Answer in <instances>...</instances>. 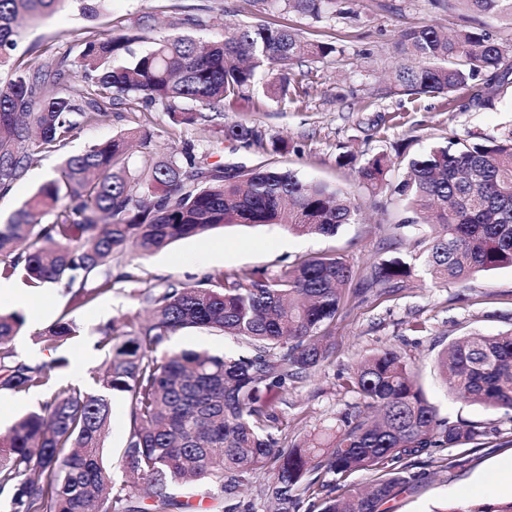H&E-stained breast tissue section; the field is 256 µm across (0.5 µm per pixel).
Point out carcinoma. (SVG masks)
I'll return each instance as SVG.
<instances>
[{"label": "carcinoma", "instance_id": "cac0c4a2", "mask_svg": "<svg viewBox=\"0 0 512 512\" xmlns=\"http://www.w3.org/2000/svg\"><path fill=\"white\" fill-rule=\"evenodd\" d=\"M315 19L346 13L343 0H270ZM69 0H0V196L25 178L36 155L61 151L85 127L126 106L167 113L176 125L206 127L210 111L249 101L247 92L265 69L266 93L289 96L288 70L309 58H326L336 46L301 40L286 27L255 23L202 41L189 31L204 27L191 16L170 22L136 53L132 44L154 29L141 15L128 27L83 43L75 61L64 55L25 60L18 20H37ZM472 10L512 20V0H463ZM411 64L396 75L410 94H450L480 75L492 103L509 84L512 58L482 29L452 36L423 25L404 35ZM66 84L63 91L50 87ZM190 102L193 111L180 108ZM224 139L262 153L288 152V144L247 120L223 129ZM143 150L147 129L120 133L63 157L45 181L0 224V278L29 288L61 284L68 305L79 309L110 292L115 282L137 283L131 272L113 274V261L130 246L151 255L172 242L233 224H280L301 235L333 237L356 221L359 206L341 190L297 172L260 162L247 177L197 155L191 141L148 166L130 168L127 139ZM398 170L397 182L388 174ZM374 190H388L402 205L401 226L417 234L412 258L435 285H464L473 275L512 267V132L481 143L437 144L408 159L382 153L358 168ZM65 202L50 223L49 203ZM410 266L382 263L359 274L344 258L325 253L276 273L223 271L195 283H169L144 295L147 318L136 311L120 334L108 325L96 348L104 370L100 391L54 382L67 361L33 365L13 346L24 324L0 314V390L48 389L40 409L0 434V495L9 512H182L189 503L176 489L192 484L211 499L238 487L269 462L277 464L267 500L275 512H389L386 504L427 476L419 457L436 448L474 444L499 432L496 415L512 420V332L471 334L441 358L448 396L482 405L495 418L451 424L425 397L416 372L396 350L368 358L342 376L341 387L358 395V410L299 444L279 438V406L288 387L328 363L330 328L357 283L380 294L398 287ZM186 329L235 339L237 354L165 350ZM60 317L39 334L54 347L80 335ZM130 404L122 467L133 480L107 474L103 449L112 427L111 399ZM371 471L367 490L338 495L339 482ZM448 512H512L509 502H473Z\"/></svg>", "mask_w": 512, "mask_h": 512}]
</instances>
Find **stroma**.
Segmentation results:
<instances>
[{
	"label": "stroma",
	"instance_id": "1",
	"mask_svg": "<svg viewBox=\"0 0 512 512\" xmlns=\"http://www.w3.org/2000/svg\"><path fill=\"white\" fill-rule=\"evenodd\" d=\"M351 7L354 17L316 20L269 0H104L93 20L82 16L71 2L25 25L23 46L33 55L66 54L73 60L91 32L128 24L144 12L156 17L160 35L169 33L172 17L190 13L210 26L262 21L288 27L303 39L336 46L335 55L303 63L296 103L277 104L258 86L253 92L255 110L247 118L267 135L287 141V153L273 158L276 165L336 186L355 200L361 209L357 223L345 225L333 237L299 236L277 224L228 226L177 240L149 257L132 247L121 259L122 265L138 274L135 287L142 291H155L169 282L193 283L220 270L280 272L298 260L326 252L339 254L358 268L394 261L410 264L411 274L403 288L387 296L370 290L350 301L334 325L331 365L290 389L288 404L281 409V434L291 444L302 442L333 424L340 412L357 406L356 395L341 387L339 376L385 349L400 351L414 364L427 399L438 406L442 417L455 424L485 421L489 414L483 407L448 399L437 361L448 344L461 337L512 330V268L478 273L462 287L432 285L412 260L411 232L398 228L400 216L394 204L386 193L360 183L355 173L365 159L380 152L395 153L401 146L416 153L436 142H481L511 132L512 87L493 105L475 107L470 100L478 82L451 97L407 95L395 90L391 73L406 62L399 44L412 28L430 25L448 34L479 27L497 41L510 43L512 25L462 4L451 5L450 0H353ZM139 127L150 130L153 141L150 153H133L135 168L172 153L186 139L194 140L198 152L224 165L249 168L265 159L256 150L224 141L219 127L178 126L166 113L142 109L113 112L107 121L84 130L69 150L76 153L87 144ZM58 162V155L41 154L25 179L0 197V219H6L50 178ZM131 287L117 283L111 292L72 311L63 286L49 284L25 291V303L1 305L0 313L16 312L25 318L14 339L21 359L40 364L64 356L68 365L62 376L92 391L103 361L94 349L100 329L112 323L118 332H125L124 315L142 307L131 296ZM66 313L82 332L58 349H50L38 334ZM415 323L420 331H412ZM129 414L126 401L115 398L105 448L107 470L117 482L123 478L118 450L128 434ZM499 428V433L467 445L465 453L436 449L430 477L391 501L390 512H440L449 504L512 499V483L504 478L512 469V424L504 421ZM460 454L465 464L449 466V459Z\"/></svg>",
	"mask_w": 512,
	"mask_h": 512
}]
</instances>
